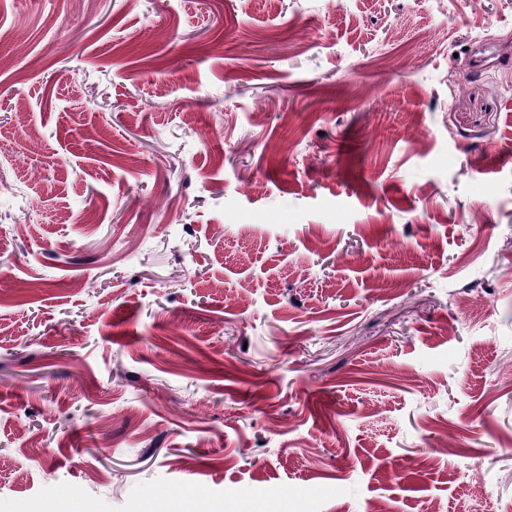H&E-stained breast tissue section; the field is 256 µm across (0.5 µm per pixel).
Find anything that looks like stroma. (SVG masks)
<instances>
[{"label": "stroma", "instance_id": "stroma-1", "mask_svg": "<svg viewBox=\"0 0 512 512\" xmlns=\"http://www.w3.org/2000/svg\"><path fill=\"white\" fill-rule=\"evenodd\" d=\"M512 512V0H0V512Z\"/></svg>", "mask_w": 512, "mask_h": 512}]
</instances>
